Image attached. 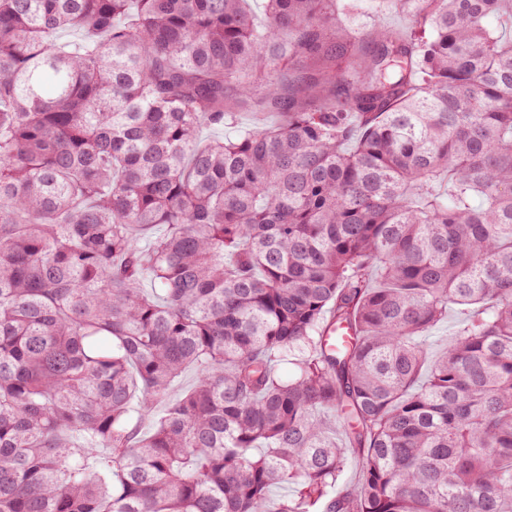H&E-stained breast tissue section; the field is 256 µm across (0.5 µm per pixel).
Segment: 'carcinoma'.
Segmentation results:
<instances>
[{"label":"carcinoma","instance_id":"obj_1","mask_svg":"<svg viewBox=\"0 0 512 512\" xmlns=\"http://www.w3.org/2000/svg\"><path fill=\"white\" fill-rule=\"evenodd\" d=\"M244 2L0 0V512H512V0ZM368 1L371 5L366 11L347 10L344 4L352 3L350 0L338 1L336 11V28H346L353 32H362L368 29L373 20H381L386 27L404 28L408 23L407 15L398 11L385 0ZM276 120V116L274 114L267 113H259V112H249V111H239L235 114V117L232 121H227L223 128H203L201 131V137L203 139L210 137H234L238 132L243 131L245 129L252 128L258 125L270 124Z\"/></svg>","mask_w":512,"mask_h":512}]
</instances>
